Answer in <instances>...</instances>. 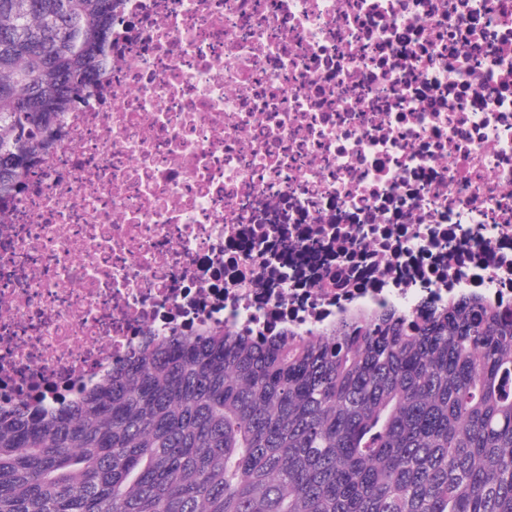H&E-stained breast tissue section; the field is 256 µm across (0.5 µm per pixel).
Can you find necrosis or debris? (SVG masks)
<instances>
[{
  "mask_svg": "<svg viewBox=\"0 0 512 512\" xmlns=\"http://www.w3.org/2000/svg\"><path fill=\"white\" fill-rule=\"evenodd\" d=\"M0 206V405L144 336L512 318V0H115L112 63Z\"/></svg>",
  "mask_w": 512,
  "mask_h": 512,
  "instance_id": "obj_1",
  "label": "necrosis or debris"
}]
</instances>
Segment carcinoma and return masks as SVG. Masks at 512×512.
Here are the masks:
<instances>
[{"mask_svg":"<svg viewBox=\"0 0 512 512\" xmlns=\"http://www.w3.org/2000/svg\"><path fill=\"white\" fill-rule=\"evenodd\" d=\"M112 60V0H0V202ZM0 512H512V320L464 296L320 337L147 336L0 408Z\"/></svg>","mask_w":512,"mask_h":512,"instance_id":"1","label":"carcinoma"}]
</instances>
